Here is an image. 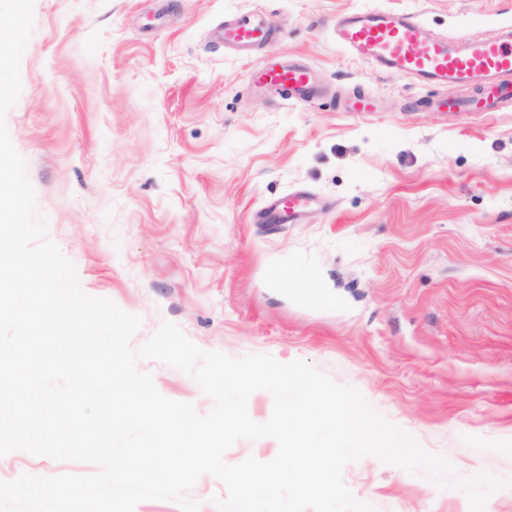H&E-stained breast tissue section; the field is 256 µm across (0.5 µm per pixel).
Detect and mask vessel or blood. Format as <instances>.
Wrapping results in <instances>:
<instances>
[{
  "label": "vessel or blood",
  "mask_w": 512,
  "mask_h": 512,
  "mask_svg": "<svg viewBox=\"0 0 512 512\" xmlns=\"http://www.w3.org/2000/svg\"><path fill=\"white\" fill-rule=\"evenodd\" d=\"M337 42L371 67L395 72L422 84H454L468 95L443 100L450 112H496L512 104V20L485 38L464 33L430 37L417 16L387 9H364L337 16ZM270 28L261 14L243 12L227 21L218 37L225 49L250 52L264 45ZM253 82L277 92L281 100L303 102L316 92L306 67H261ZM307 196L272 203L265 220L287 222L307 210Z\"/></svg>",
  "instance_id": "1"
}]
</instances>
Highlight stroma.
Returning a JSON list of instances; mask_svg holds the SVG:
<instances>
[{
    "label": "stroma",
    "mask_w": 512,
    "mask_h": 512,
    "mask_svg": "<svg viewBox=\"0 0 512 512\" xmlns=\"http://www.w3.org/2000/svg\"><path fill=\"white\" fill-rule=\"evenodd\" d=\"M368 8L445 36L491 38L512 18V0H35L8 131L82 290L141 317L133 347L167 320L206 351L305 361L459 475L512 477V105L439 111L463 89L354 59L333 23ZM247 11L272 43L249 57L211 43ZM289 62L319 96L288 104L252 83ZM353 95L368 111H345ZM294 192L318 208L257 223ZM283 267L313 273L325 304L284 292ZM139 367L210 410L190 376ZM94 470L0 457V480ZM343 479L377 512H470L462 491L372 456Z\"/></svg>",
    "instance_id": "obj_1"
}]
</instances>
